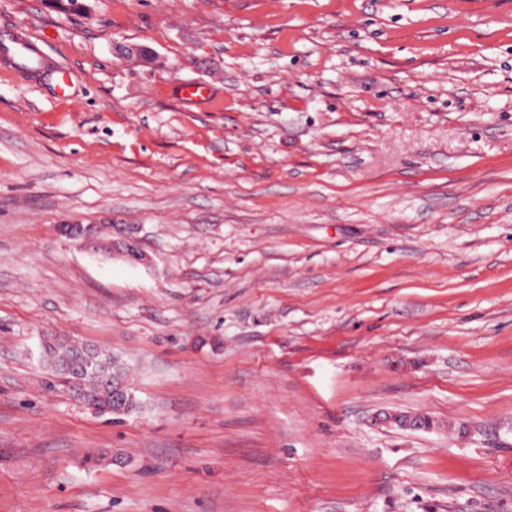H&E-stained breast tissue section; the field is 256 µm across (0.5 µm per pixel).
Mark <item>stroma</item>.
Listing matches in <instances>:
<instances>
[{
    "instance_id": "1",
    "label": "stroma",
    "mask_w": 512,
    "mask_h": 512,
    "mask_svg": "<svg viewBox=\"0 0 512 512\" xmlns=\"http://www.w3.org/2000/svg\"><path fill=\"white\" fill-rule=\"evenodd\" d=\"M85 2L0 0L74 76L0 69V512H512V0ZM44 358L50 375L97 413L120 418L139 409L128 368L112 354L50 336L44 345Z\"/></svg>"
}]
</instances>
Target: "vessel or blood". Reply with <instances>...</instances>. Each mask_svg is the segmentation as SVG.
Masks as SVG:
<instances>
[{"mask_svg":"<svg viewBox=\"0 0 512 512\" xmlns=\"http://www.w3.org/2000/svg\"><path fill=\"white\" fill-rule=\"evenodd\" d=\"M46 61L45 52L25 30H17L8 43L0 45V63L4 64L7 71L24 78L49 74L58 95L68 97L73 83L72 76L60 68L46 70Z\"/></svg>","mask_w":512,"mask_h":512,"instance_id":"obj_1","label":"vessel or blood"}]
</instances>
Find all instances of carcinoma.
<instances>
[{"instance_id": "1", "label": "carcinoma", "mask_w": 512, "mask_h": 512, "mask_svg": "<svg viewBox=\"0 0 512 512\" xmlns=\"http://www.w3.org/2000/svg\"><path fill=\"white\" fill-rule=\"evenodd\" d=\"M44 358L50 375L97 413L120 418L139 409L128 368L119 358L56 336L46 340Z\"/></svg>"}]
</instances>
